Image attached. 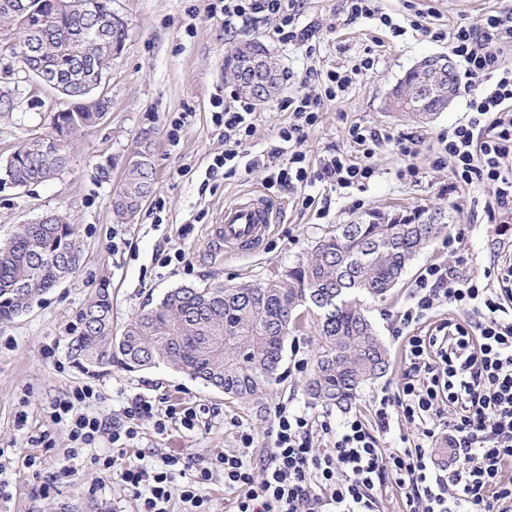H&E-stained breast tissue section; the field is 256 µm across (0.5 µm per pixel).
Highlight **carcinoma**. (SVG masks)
<instances>
[{"label":"carcinoma","instance_id":"1","mask_svg":"<svg viewBox=\"0 0 512 512\" xmlns=\"http://www.w3.org/2000/svg\"><path fill=\"white\" fill-rule=\"evenodd\" d=\"M42 16L54 21L65 37L90 19L75 13L53 15L44 0ZM12 33L13 53L22 67L30 63L27 31L10 15L0 14V28ZM58 52L43 48L47 80L72 81V65L86 52L83 44ZM442 87L426 81V73L408 70L397 89L409 88L423 110L435 116L448 109ZM92 112H60L53 128L68 130L63 153H68L78 131L92 125ZM41 137L19 144L23 154L9 167L20 185L54 177L60 167L45 163ZM124 200L114 204L119 214L133 216L140 200L153 188V165L146 151L130 157ZM426 211L385 222L379 211L369 212L364 224H338L319 240L310 260L288 270V280L206 288L183 285L168 291L155 306L132 317L120 335L112 334V297L101 288L81 313V333L70 341L75 365L90 371L119 366L128 371L160 363L193 380L247 403L282 381L279 367L292 334L313 325L318 348L305 391L310 399L341 411L353 407L362 388L384 376L389 351L365 315L360 298H383L403 279L424 245L443 228L428 224ZM81 247L76 225L20 224L11 238L0 243V321L29 311L37 299L57 285L61 274L77 272Z\"/></svg>","mask_w":512,"mask_h":512}]
</instances>
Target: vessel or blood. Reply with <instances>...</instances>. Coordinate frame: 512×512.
I'll return each instance as SVG.
<instances>
[{
    "label": "vessel or blood",
    "instance_id": "1",
    "mask_svg": "<svg viewBox=\"0 0 512 512\" xmlns=\"http://www.w3.org/2000/svg\"><path fill=\"white\" fill-rule=\"evenodd\" d=\"M276 215L275 203L261 195L231 202L225 205L216 232L226 247L236 250L256 248L269 238Z\"/></svg>",
    "mask_w": 512,
    "mask_h": 512
}]
</instances>
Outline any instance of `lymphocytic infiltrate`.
Here are the masks:
<instances>
[{
    "instance_id": "obj_1",
    "label": "lymphocytic infiltrate",
    "mask_w": 512,
    "mask_h": 512,
    "mask_svg": "<svg viewBox=\"0 0 512 512\" xmlns=\"http://www.w3.org/2000/svg\"><path fill=\"white\" fill-rule=\"evenodd\" d=\"M297 0H224L225 19L274 15L280 20V41L308 43L313 34L295 26ZM351 18H379L393 36L413 29L436 41H447L463 70L468 89V117L437 136L441 158L451 160L460 187L484 195L488 223L512 218V67L503 61L512 49V10L488 16L484 27H433L429 14L415 9L410 27L380 13L375 0H346ZM366 55L351 68L328 73L323 94L304 93L283 101L292 121L279 131L282 143L301 141L315 125L323 99L336 98L359 72L373 69ZM224 127V152L215 156L211 173L234 174L247 152L254 129V108L237 97L215 115ZM348 136L360 159L337 154L310 168L306 156L291 152L286 165L273 172L270 186L295 191L314 182L336 189L366 188L377 173L371 160L386 145L407 157L401 179L417 182L411 159L418 139L412 134L350 125ZM412 303L399 316L396 335L404 347V374L395 393L374 400L370 418L354 414L338 425L317 422L307 412L276 405L268 452L253 467L250 450L255 436L234 421L238 446L208 458L170 455L160 462L145 454L124 459L126 449L142 438L149 422L156 434L193 430L199 423L192 406H160L156 399H127L119 416L105 420L92 408L99 394L89 384L76 385L47 408V429L32 434L31 443L46 454H61L60 474L44 477L37 496L51 497L59 476L73 475L83 460L100 471L115 473L139 502L138 512H168L179 495L185 512H211L206 491L223 480L234 494L233 512H379L387 488L401 491L402 512H512V263L491 264L483 275L459 274L432 263L416 278ZM465 312L462 320L444 319L435 329L420 325L437 307ZM406 423L412 435L399 447L386 449L382 438L396 424ZM64 427L69 445L57 449L54 427ZM332 433L333 443L319 452L317 432ZM449 449L447 464L434 459L436 445Z\"/></svg>"
}]
</instances>
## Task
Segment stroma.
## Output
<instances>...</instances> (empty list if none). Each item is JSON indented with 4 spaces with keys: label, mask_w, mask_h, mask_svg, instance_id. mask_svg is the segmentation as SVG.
<instances>
[{
    "label": "stroma",
    "mask_w": 512,
    "mask_h": 512,
    "mask_svg": "<svg viewBox=\"0 0 512 512\" xmlns=\"http://www.w3.org/2000/svg\"><path fill=\"white\" fill-rule=\"evenodd\" d=\"M214 0H112V8L128 22L122 53L113 59L106 86L112 100L107 119L76 136L64 168L51 180L23 188H0V241L17 225L36 222L56 212L77 224L82 243L78 272L52 288L30 311L0 323V448L8 449L13 463L5 478L10 496L0 501L7 512H137V503L118 477L102 475L90 462L64 478L54 497L36 495V480L23 460L42 457V475L59 470L58 459L43 457L29 440L45 424L44 410L78 383L91 381L99 391L95 409L103 416L117 412L126 398L145 394L170 404L197 403L206 410L191 431L174 429L156 435L145 427L139 443L142 452L161 458L181 453L204 457L236 448L230 418L242 420L256 442L253 461L267 453L266 437L278 403L339 423L343 411L310 402L303 384L305 373L294 363L312 361L317 350L314 329L294 334L288 341L281 367L283 380L273 390L243 404L223 392L203 386L187 375L160 364L141 371L112 367L104 374L87 376L79 371L69 352L72 336L80 330V316L99 288L112 294V329L121 327L141 309L155 304L170 289L199 288L221 282L262 283L284 276L304 261L316 243L336 225L364 211L409 214L442 208L454 222L449 232L464 231L461 255L448 251V234L440 233L416 257L401 283L385 297L365 298L363 308L390 351L389 372L367 384L354 407L368 415L374 397L395 391L402 375V347L393 329L412 297V285L421 271L434 262L455 267L464 275L482 274L492 255L512 258V230L488 223L482 199L457 187L450 163L437 159L436 136L467 116L465 90H458L447 111L431 122L412 121L389 111L387 98L404 74L426 57L449 54L447 42H436L409 28L411 13L406 0H378L382 13L406 27L393 36L379 20L351 19L345 0H300L298 28L313 32L314 53L275 36L279 20L256 16L225 26L223 15H210ZM433 10L435 27L457 24L482 26L488 16L511 8L512 0H422ZM252 40L267 48L279 71L290 78L277 97L257 107V120L246 149L250 156L266 158L263 166L234 175L207 174L214 156L224 151L222 127L213 120V101L230 98L237 87L225 66V57L238 42ZM379 59L375 69L356 75L349 88L333 100H323L319 118L297 149L308 160L337 153H352L348 128L358 123L394 133L418 136L414 158L420 179L411 184L398 176L405 161L393 146L372 160L375 178L365 190L334 191L315 182L306 189L314 198L302 206L298 195L269 186L270 170L285 164L275 155L277 134L291 120L281 108L286 97L307 90L323 91L327 71L351 66L365 50ZM0 87L14 91L18 106L0 112V160L16 145L36 133L48 132L53 101L35 81L25 79L17 57L0 54ZM151 140L155 182L150 198L129 219L117 217L109 200L125 178L124 161L143 140ZM111 164L110 180H100L97 168ZM261 192L281 207L272 234L263 246L237 254L214 243L212 229L227 203ZM182 252L183 262L162 266L159 253ZM55 349L45 358L44 346ZM27 410L28 426L18 429L15 415Z\"/></svg>",
    "instance_id": "1"
}]
</instances>
